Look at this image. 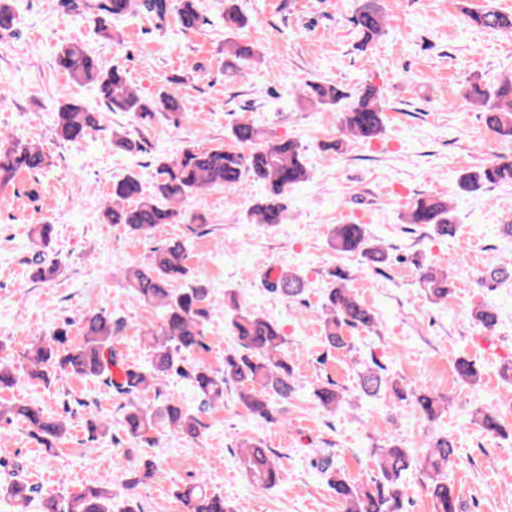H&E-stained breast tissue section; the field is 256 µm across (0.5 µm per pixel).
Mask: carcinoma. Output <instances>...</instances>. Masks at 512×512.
<instances>
[{
	"mask_svg": "<svg viewBox=\"0 0 512 512\" xmlns=\"http://www.w3.org/2000/svg\"><path fill=\"white\" fill-rule=\"evenodd\" d=\"M55 11L87 12L97 16L99 30L110 38L109 22L136 11L158 18L175 12L183 28L194 30L201 24L197 0H48ZM470 25L491 31H512V14H506L488 4L467 12ZM15 22L13 0H0V32H12ZM355 26L367 44L383 33L384 17L372 0L362 4L356 12ZM248 19L233 0H227L224 25L231 30L244 28ZM224 52L231 62L230 69L240 63H249L261 57L255 45L244 40H229ZM55 66L78 84L98 86L110 112H125L145 120L158 108L176 116L179 114L178 89L171 87L160 94L159 101L142 97L128 82L126 72L119 66L102 67L98 59L79 41L62 47L55 58ZM308 100L324 106L342 105L341 125L351 136L371 140L384 131L383 104L378 88L366 86L354 94H346L333 85L318 82L305 84ZM463 97L484 109L486 125L497 135L512 138V81L489 88L478 82L467 85ZM55 128L58 136L78 144L91 131L109 129L105 113L90 112L79 101L73 100L56 112ZM236 149L218 144L206 150L184 148L174 158L162 159L156 169V191L146 195L139 178L127 175L112 183V192L104 203L102 218L106 224H119L130 234L149 237L162 224H178L183 220L174 204L189 196L214 187H231L250 177L268 186L269 195L253 206L259 222L274 227L285 221L288 190L308 180L309 175L301 153L302 146L290 139L273 142L265 140V132L249 121H240L232 128ZM112 144L127 152L142 150L141 140L128 133L112 132ZM49 156L37 141L23 142L0 132V187L12 184L22 172L36 174L51 166ZM462 188L468 193L489 190L499 185L512 184V160L501 159L480 165L461 178ZM452 208L448 201L433 196H419L412 203L406 218L410 224H421L435 234L445 237L455 232L450 220ZM53 226L36 224L30 230L32 245L38 249L35 264L37 278L47 281L58 271L59 264L48 261L44 250L50 245ZM329 246L337 251L358 255L372 266L384 265L389 253L372 242L362 224H336L328 231ZM188 245L175 240L154 250L152 260L145 266H129L123 272L124 286L139 300L159 311L160 322L142 331L152 359L148 369L128 365L117 358L112 343L123 330L122 323L112 319L105 310L89 311L82 318L81 336L70 338V324L55 328L33 343L25 359L33 366L30 376L47 379L64 373L79 378H99L127 399L122 406V422L128 438L134 442L150 441L149 434L169 428L183 438L194 441L200 435L202 423L189 413L179 400L170 397L162 404L142 406L140 395L147 393L158 381L172 376L188 379L201 397V407H210L224 401V389L238 390L239 401L251 412L266 421L274 420L269 394L282 400L294 394L293 367L281 357L283 335L272 320L259 315L244 303L233 300L229 310V327L241 351L224 357V370L190 361L189 356L203 346L204 323L209 317V292L202 285L175 288L173 284L187 279ZM333 287L328 289L322 304V337L334 349L346 347L343 328L374 330L376 314L358 300L348 286V275L342 271L332 274ZM421 280L437 300L448 298V273L432 269L421 272ZM273 290L288 298L303 293L304 280L289 269H281L273 283ZM497 311L484 305L474 312V320L484 330L497 325ZM454 369L459 382L474 386L480 379L476 363L458 358ZM382 367L367 371L361 377L365 395L375 396L384 387H391L401 401H411L418 413L428 420L436 419L440 410L438 401L427 389H408L388 380L380 373ZM19 367L10 359L0 360V389L17 384ZM317 403L332 411L342 401L336 384L327 383L314 391ZM16 413L23 417L31 436L50 448L61 443L66 435V421L38 407H10L0 411V417ZM477 424L487 434L503 439L512 435L495 411L477 412ZM454 452L451 437H438L425 451L422 469L427 477V489L433 499L434 512H458V497L448 481L446 471L449 457ZM246 473L253 485L261 490L274 488L281 480L277 461L266 448L247 443L241 451ZM376 467L378 478L366 485L351 483L341 471L327 465L323 468L328 486L341 500L343 512H402L405 498L402 473L410 467V453L395 442L379 449ZM11 481L0 492L16 505V512H25L36 493L22 475L11 473ZM186 512H229L224 496L210 491L204 482L177 491ZM43 512H134L116 501L112 482L105 480L76 494H58L45 500Z\"/></svg>",
	"mask_w": 512,
	"mask_h": 512,
	"instance_id": "carcinoma-1",
	"label": "carcinoma"
}]
</instances>
